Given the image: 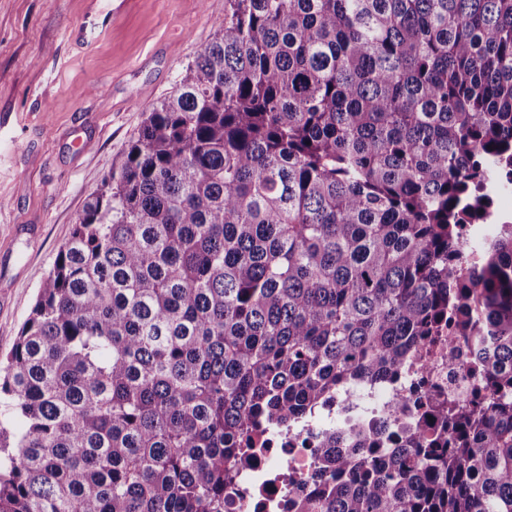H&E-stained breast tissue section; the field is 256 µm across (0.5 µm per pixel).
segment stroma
<instances>
[{"instance_id":"35a3bbf8","label":"stroma","mask_w":512,"mask_h":512,"mask_svg":"<svg viewBox=\"0 0 512 512\" xmlns=\"http://www.w3.org/2000/svg\"><path fill=\"white\" fill-rule=\"evenodd\" d=\"M0 0V359L90 193L224 25V0ZM92 140L76 152L75 136Z\"/></svg>"}]
</instances>
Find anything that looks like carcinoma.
<instances>
[{
  "label": "carcinoma",
  "instance_id": "obj_1",
  "mask_svg": "<svg viewBox=\"0 0 512 512\" xmlns=\"http://www.w3.org/2000/svg\"><path fill=\"white\" fill-rule=\"evenodd\" d=\"M512 0H224L0 360V512H225L270 433L448 335L467 401L315 437L285 512H512ZM483 193L490 199V207L473 224H467L465 236L469 241H484L490 237V227L512 224V183L503 188L491 184L483 189Z\"/></svg>",
  "mask_w": 512,
  "mask_h": 512
}]
</instances>
